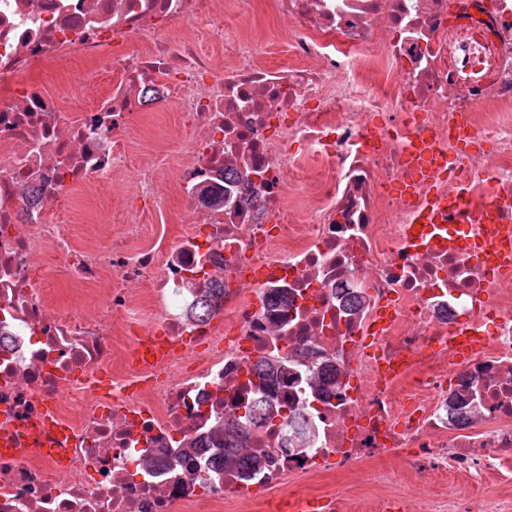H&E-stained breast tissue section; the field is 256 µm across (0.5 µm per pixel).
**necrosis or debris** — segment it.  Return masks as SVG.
<instances>
[{
    "label": "necrosis or debris",
    "mask_w": 512,
    "mask_h": 512,
    "mask_svg": "<svg viewBox=\"0 0 512 512\" xmlns=\"http://www.w3.org/2000/svg\"><path fill=\"white\" fill-rule=\"evenodd\" d=\"M273 4L294 26L268 48L281 68L243 58L223 0H0V430L50 403L70 432L60 462L31 444L0 455V512H274L289 483L336 472L379 489L363 499L350 480L325 495L331 512H472L512 482V284L468 251L410 240L405 199L382 193L426 134L449 164L417 197L454 193L467 174L468 228L512 199V0ZM186 31L211 52L185 45ZM63 58L98 59L111 92L67 107L26 82ZM166 107L193 134L140 166L133 218L107 245L71 246L56 222L66 193L120 168L131 113ZM463 114L478 134L465 153L448 136ZM310 167L322 175L288 223L289 175ZM171 170L183 232L130 253ZM61 274L101 289L98 304L58 309L46 285ZM209 286L223 289L219 306L189 315ZM145 292L146 335L176 344L153 369L112 353L113 328L127 330ZM386 300L397 314L380 351L407 361L391 378L361 352ZM462 324L488 341L459 361L448 338ZM271 356L287 361L292 398H267L273 419L243 450L259 466L217 468L213 434L242 420L243 389ZM116 360L111 392L92 393ZM393 459L458 479L459 496L386 487Z\"/></svg>",
    "instance_id": "1"
}]
</instances>
